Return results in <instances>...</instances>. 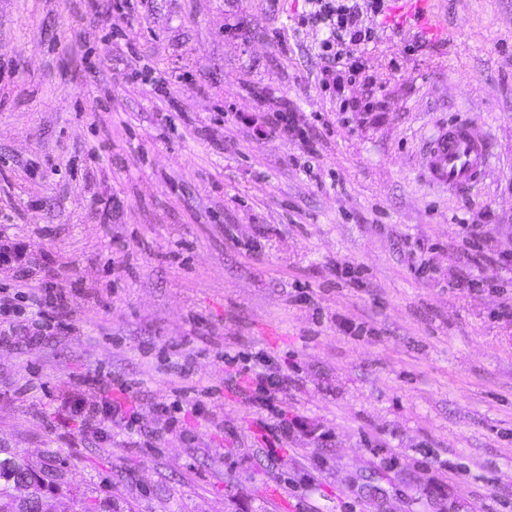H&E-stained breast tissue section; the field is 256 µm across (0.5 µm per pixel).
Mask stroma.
I'll list each match as a JSON object with an SVG mask.
<instances>
[{"label":"stroma","instance_id":"35a3bbf8","mask_svg":"<svg viewBox=\"0 0 512 512\" xmlns=\"http://www.w3.org/2000/svg\"><path fill=\"white\" fill-rule=\"evenodd\" d=\"M304 9L0 0V243L71 310L0 346V457L103 512H512V264L464 244L512 245V0H435L444 46L367 16L380 112L340 111ZM259 108L297 124L231 120ZM457 114L492 144L461 195L422 174ZM259 364L298 420L274 460L229 383ZM110 378L135 424L55 435ZM293 112H268L267 115L263 116L261 125L257 128V132L260 136L268 137L275 136L289 128L293 127L296 123V117Z\"/></svg>","mask_w":512,"mask_h":512}]
</instances>
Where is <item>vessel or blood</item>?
Here are the masks:
<instances>
[{
	"mask_svg": "<svg viewBox=\"0 0 512 512\" xmlns=\"http://www.w3.org/2000/svg\"><path fill=\"white\" fill-rule=\"evenodd\" d=\"M396 21L414 24L434 41L445 44L450 39L433 0H401ZM490 155L491 144L481 126L467 118L452 120L429 141L423 172L449 191H465L485 180Z\"/></svg>",
	"mask_w": 512,
	"mask_h": 512,
	"instance_id": "1",
	"label": "vessel or blood"
}]
</instances>
